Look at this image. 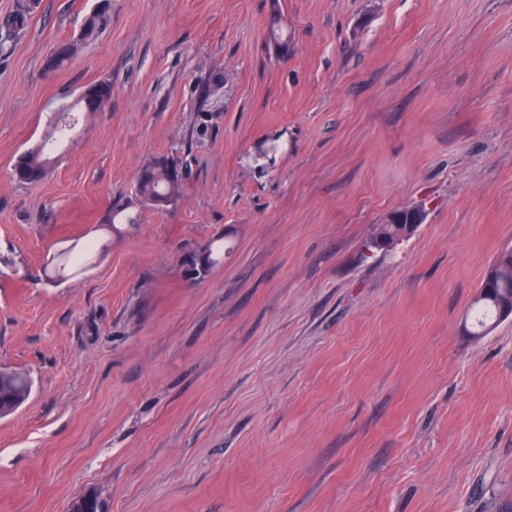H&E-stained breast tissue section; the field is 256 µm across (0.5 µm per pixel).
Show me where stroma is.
<instances>
[{
    "label": "stroma",
    "instance_id": "stroma-1",
    "mask_svg": "<svg viewBox=\"0 0 512 512\" xmlns=\"http://www.w3.org/2000/svg\"><path fill=\"white\" fill-rule=\"evenodd\" d=\"M109 2L52 72L98 0L0 30V368L32 381L0 418V512L91 489L104 512H505L512 319L464 323L512 249V0ZM101 80L106 107L16 182ZM162 156L182 197L142 206ZM56 112L49 122L50 133L44 142L35 147L24 151L15 160L12 168L13 179L25 185L37 183L43 179L44 168L47 163L50 164V153L47 145H54L61 142L65 133L71 130L75 125L69 127L59 121V114ZM182 182L180 165L168 157H157L142 166L135 193L142 203L164 208L181 197Z\"/></svg>",
    "mask_w": 512,
    "mask_h": 512
}]
</instances>
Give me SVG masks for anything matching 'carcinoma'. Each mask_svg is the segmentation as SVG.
Listing matches in <instances>:
<instances>
[{
	"label": "carcinoma",
	"mask_w": 512,
	"mask_h": 512,
	"mask_svg": "<svg viewBox=\"0 0 512 512\" xmlns=\"http://www.w3.org/2000/svg\"><path fill=\"white\" fill-rule=\"evenodd\" d=\"M39 7V0H19L15 12L4 20V26L14 31L21 30L28 24L32 15ZM78 45L68 43L64 48H55L46 61V70L54 71L70 62L77 54ZM112 98V84L107 81L87 86L77 98V102L67 108L71 112L77 110L97 112L103 109ZM50 133L44 142L24 151L15 160L12 168L13 179L25 185L37 183L43 179L44 168L50 162L47 145L61 142L69 126L60 123L59 115L49 122ZM183 171L180 165L168 158L157 157L142 166L135 193L138 199L153 206L167 207L181 197ZM403 227L384 221L374 224L371 234L382 237L391 245H396L405 238ZM203 258L207 266L220 263L224 258V239L211 241L204 249ZM475 322L479 330L471 335L479 338L487 333L491 324L489 320H500V315L512 310V250L501 252L492 262L472 301ZM10 386L3 390V406L8 407L16 398L26 399L31 393L32 384L28 377L17 371L4 370Z\"/></svg>",
	"instance_id": "obj_1"
}]
</instances>
